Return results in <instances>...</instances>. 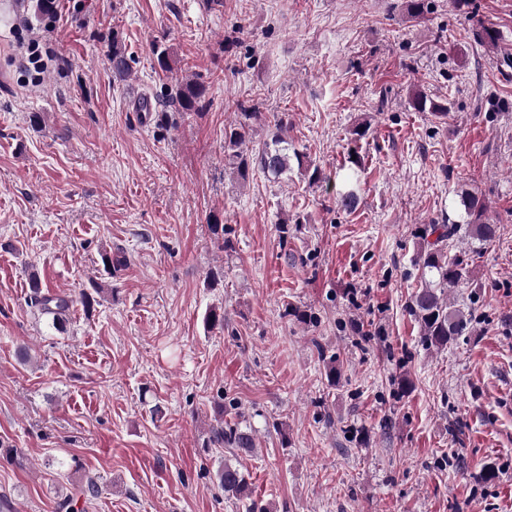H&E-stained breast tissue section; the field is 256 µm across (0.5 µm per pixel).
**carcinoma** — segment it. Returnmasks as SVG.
Masks as SVG:
<instances>
[{
  "instance_id": "carcinoma-1",
  "label": "carcinoma",
  "mask_w": 512,
  "mask_h": 512,
  "mask_svg": "<svg viewBox=\"0 0 512 512\" xmlns=\"http://www.w3.org/2000/svg\"><path fill=\"white\" fill-rule=\"evenodd\" d=\"M131 70L130 58L119 42L112 36V74L121 79ZM203 89L196 84H187L176 94L178 105L183 112L198 111V101ZM412 107L418 112H431L440 117L448 116V106L427 96L417 93L411 99ZM241 110L242 121L238 126L224 131V150L240 176L248 175L252 165L264 173L278 178L288 172L290 158L298 165L304 164L305 155L290 147L288 142V120L279 118L276 131L270 140L255 149L251 155L244 154V146L249 142L250 131L254 123L262 119V113L254 107L237 104ZM306 165V164H304ZM308 182L320 183L324 180L322 170L311 163L306 165ZM462 205L467 215V228L479 241H490L496 237L497 225L488 222L486 213L489 205L485 198L472 192L461 195ZM459 231L458 225L448 223L426 224L419 230L423 241L418 254V266L424 278L423 286L411 299L409 311L420 324L422 343L427 347L445 348L463 335L468 329V320L449 310L445 299L446 289L463 284L470 279L468 263L459 256H451L443 248V243ZM434 240H429V237ZM30 306L44 317L57 331L63 332L70 320L73 299L67 294L53 293L42 289L37 277L30 279ZM210 442L218 447L232 451H249L253 447L251 429L235 421L219 420L212 428ZM216 479L224 494L244 502L246 512H269L267 505L252 498L248 493V481L245 473L229 461L221 463L216 471Z\"/></svg>"
}]
</instances>
